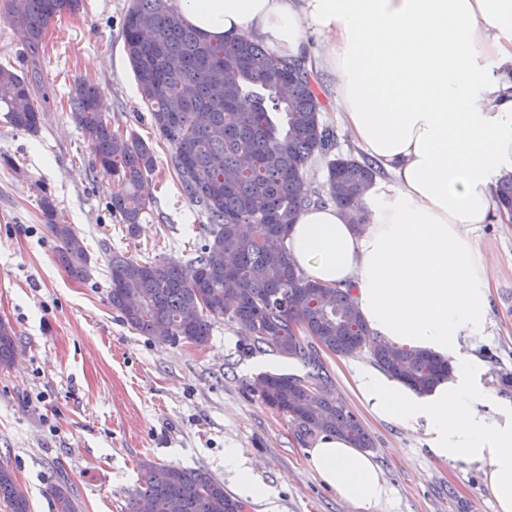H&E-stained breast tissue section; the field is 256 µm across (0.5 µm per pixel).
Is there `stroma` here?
Returning a JSON list of instances; mask_svg holds the SVG:
<instances>
[{"instance_id": "35a3bbf8", "label": "stroma", "mask_w": 512, "mask_h": 512, "mask_svg": "<svg viewBox=\"0 0 512 512\" xmlns=\"http://www.w3.org/2000/svg\"><path fill=\"white\" fill-rule=\"evenodd\" d=\"M130 0H84L80 12L50 23L39 59L49 93L38 133L16 129L0 112V320L17 336V357L0 367V463L27 489L31 512H54L51 490L68 487L77 512H125L140 464L202 468L232 496L241 490L224 466L235 450L268 490L245 512H352L310 470L312 435L252 390L263 372L306 376L309 368L273 352L246 353L242 327L217 322L206 346L160 343L124 325L109 299L108 249L184 261L208 238L197 204L168 165L171 146L141 100L124 51ZM98 85L113 128L152 145L157 166L145 183L152 208L137 235L111 214V178L92 170L93 154L72 117L76 81ZM47 190L89 255V278L60 265L59 242L41 216ZM491 278L484 338L476 354L483 386L512 404V223L475 233ZM328 389L368 433L390 496L378 512H494L481 470L435 458L412 432L372 418L352 388L354 362L319 350Z\"/></svg>"}]
</instances>
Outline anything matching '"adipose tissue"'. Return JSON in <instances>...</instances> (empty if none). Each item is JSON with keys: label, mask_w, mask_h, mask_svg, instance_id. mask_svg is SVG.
Masks as SVG:
<instances>
[{"label": "adipose tissue", "mask_w": 512, "mask_h": 512, "mask_svg": "<svg viewBox=\"0 0 512 512\" xmlns=\"http://www.w3.org/2000/svg\"><path fill=\"white\" fill-rule=\"evenodd\" d=\"M212 41L263 43L332 82L336 116L380 169L365 225L327 204L301 211L287 238L309 279L350 290L375 334L451 357L428 395L371 366L355 393L378 419L423 431L437 458L483 471L496 512H512V407L478 384L486 329L485 258L473 234L512 221L495 181L512 163V0H180ZM355 512L389 488L371 453L336 433L307 451Z\"/></svg>", "instance_id": "1"}]
</instances>
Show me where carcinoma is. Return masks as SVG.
Returning <instances> with one entry per match:
<instances>
[{"mask_svg":"<svg viewBox=\"0 0 512 512\" xmlns=\"http://www.w3.org/2000/svg\"><path fill=\"white\" fill-rule=\"evenodd\" d=\"M81 0H0V16L19 33L30 70L0 65V111L16 128L38 132L47 92L38 62L49 23L75 14ZM123 40L141 98L156 129L170 143V167L182 191L210 224L209 237L187 262L140 260L109 254L110 302L124 324L163 343L184 340L202 347L213 325L245 322V349L272 351L311 367L307 379L261 373L254 391L267 406L290 418L305 434L335 432L356 447H371L355 415L336 403L327 388L314 336L320 347L348 357L368 351L373 364L420 394L448 380L450 361L426 349L398 345L370 330L349 290L305 277L286 246L288 228L311 204L333 203L363 221L360 201L378 170L366 159L336 155L327 161L325 193L307 181L316 156H329L336 134L320 118L319 82L301 64L273 57L259 42H211L188 24L176 0H132ZM98 86L83 80L72 97V115L94 155V167L112 177L110 210L129 234L152 207L143 192L156 167L151 145L134 133L112 129ZM251 158L244 167L242 157ZM496 206L512 207V172L501 176ZM39 207L61 243L58 259L78 281L89 275L81 240L65 224L56 200L41 191ZM161 326L169 335H157ZM16 357V336L0 321V366ZM139 484L127 512L141 500L151 512H243L246 505L224 483L201 468L140 465ZM55 512H76L67 487L52 490ZM0 500L10 512H30L29 499L8 467L0 464Z\"/></svg>","mask_w":512,"mask_h":512,"instance_id":"carcinoma-1","label":"carcinoma"}]
</instances>
